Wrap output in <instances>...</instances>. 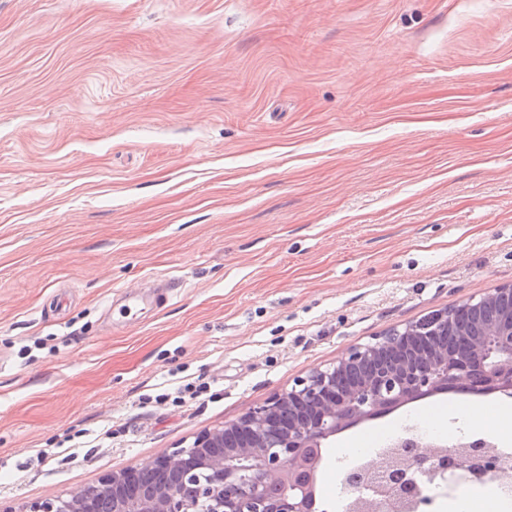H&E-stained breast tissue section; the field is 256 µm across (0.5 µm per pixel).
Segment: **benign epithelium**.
I'll return each instance as SVG.
<instances>
[{
  "label": "benign epithelium",
  "instance_id": "1",
  "mask_svg": "<svg viewBox=\"0 0 512 512\" xmlns=\"http://www.w3.org/2000/svg\"><path fill=\"white\" fill-rule=\"evenodd\" d=\"M462 379L512 397V285L437 312L425 329L408 323L353 344L190 446L19 512H326L312 504L330 437ZM508 464L476 433L450 444L407 432L376 462L343 471L341 487L349 512H404L438 477L466 483Z\"/></svg>",
  "mask_w": 512,
  "mask_h": 512
}]
</instances>
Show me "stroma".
Instances as JSON below:
<instances>
[{
    "label": "stroma",
    "mask_w": 512,
    "mask_h": 512,
    "mask_svg": "<svg viewBox=\"0 0 512 512\" xmlns=\"http://www.w3.org/2000/svg\"><path fill=\"white\" fill-rule=\"evenodd\" d=\"M508 285L512 0H0L1 503ZM496 406L336 434L329 512L349 449Z\"/></svg>",
    "instance_id": "1"
}]
</instances>
